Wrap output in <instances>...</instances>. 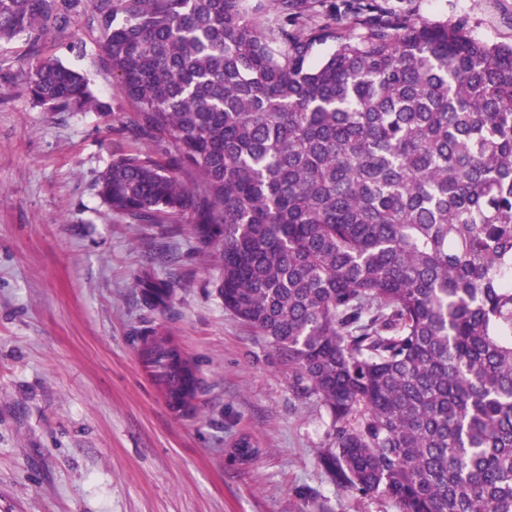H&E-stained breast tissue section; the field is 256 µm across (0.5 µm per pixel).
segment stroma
I'll return each mask as SVG.
<instances>
[{"instance_id":"stroma-1","label":"stroma","mask_w":512,"mask_h":512,"mask_svg":"<svg viewBox=\"0 0 512 512\" xmlns=\"http://www.w3.org/2000/svg\"><path fill=\"white\" fill-rule=\"evenodd\" d=\"M428 20L467 19L512 43V0H380ZM46 54L86 73L108 112L34 105L25 39L0 42V512H399L340 489L319 461L331 419L296 389L269 341L225 311L219 271L190 216L133 224L98 194L132 149L137 105L112 74L91 0ZM168 282L145 305L138 277ZM156 332L199 377L172 415L141 375L136 336Z\"/></svg>"}]
</instances>
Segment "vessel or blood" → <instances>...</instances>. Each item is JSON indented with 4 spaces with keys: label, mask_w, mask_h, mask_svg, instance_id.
Wrapping results in <instances>:
<instances>
[{
    "label": "vessel or blood",
    "mask_w": 512,
    "mask_h": 512,
    "mask_svg": "<svg viewBox=\"0 0 512 512\" xmlns=\"http://www.w3.org/2000/svg\"><path fill=\"white\" fill-rule=\"evenodd\" d=\"M138 360L143 376L162 396L167 409L180 412L194 404L196 380L180 350L152 338L141 345Z\"/></svg>",
    "instance_id": "b4317fda"
}]
</instances>
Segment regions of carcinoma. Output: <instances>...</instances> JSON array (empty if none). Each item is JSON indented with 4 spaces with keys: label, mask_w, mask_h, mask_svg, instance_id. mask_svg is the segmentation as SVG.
<instances>
[{
    "label": "carcinoma",
    "mask_w": 512,
    "mask_h": 512,
    "mask_svg": "<svg viewBox=\"0 0 512 512\" xmlns=\"http://www.w3.org/2000/svg\"><path fill=\"white\" fill-rule=\"evenodd\" d=\"M326 2L274 0L269 21L250 0H94L136 131L174 147L113 161L99 195L139 224L194 215L224 309L329 414L340 488L512 512V44ZM80 6L0 0V40L26 39L30 95L54 112L101 107L40 53ZM138 285L170 306L167 283Z\"/></svg>",
    "instance_id": "carcinoma-1"
}]
</instances>
